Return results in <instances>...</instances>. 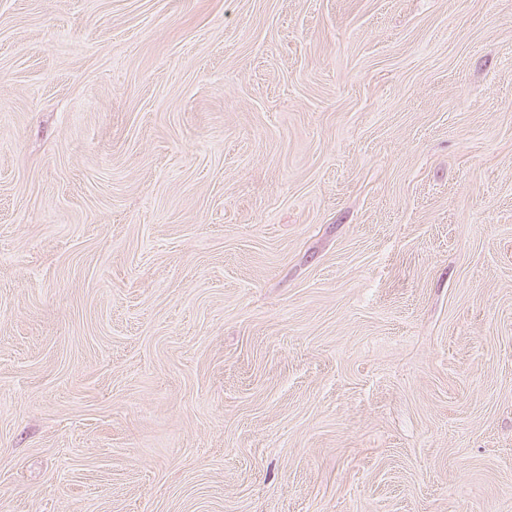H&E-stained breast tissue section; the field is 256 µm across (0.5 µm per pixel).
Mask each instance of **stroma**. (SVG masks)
Instances as JSON below:
<instances>
[{"label": "stroma", "instance_id": "1", "mask_svg": "<svg viewBox=\"0 0 512 512\" xmlns=\"http://www.w3.org/2000/svg\"><path fill=\"white\" fill-rule=\"evenodd\" d=\"M0 512H512V0H0Z\"/></svg>", "mask_w": 512, "mask_h": 512}]
</instances>
